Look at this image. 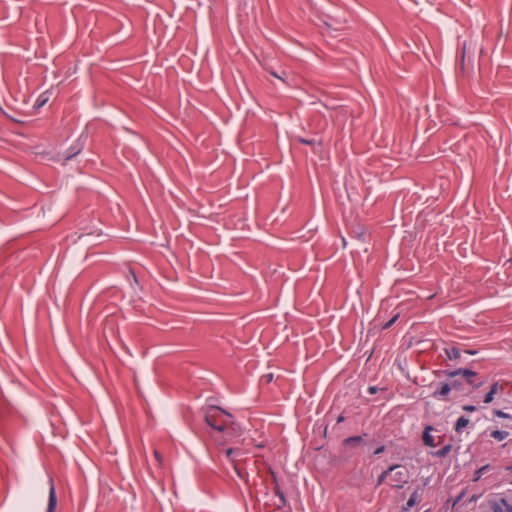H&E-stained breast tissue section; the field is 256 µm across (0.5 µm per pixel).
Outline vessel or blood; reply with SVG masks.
I'll list each match as a JSON object with an SVG mask.
<instances>
[{"label":"vessel or blood","mask_w":512,"mask_h":512,"mask_svg":"<svg viewBox=\"0 0 512 512\" xmlns=\"http://www.w3.org/2000/svg\"><path fill=\"white\" fill-rule=\"evenodd\" d=\"M451 351L434 336L415 337L397 358L393 375L401 386L422 394L433 390L447 376ZM224 468L237 485L248 512H290L276 468L262 455L251 452L228 453Z\"/></svg>","instance_id":"vessel-or-blood-1"}]
</instances>
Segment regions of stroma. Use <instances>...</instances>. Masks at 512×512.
<instances>
[{
    "instance_id": "stroma-1",
    "label": "stroma",
    "mask_w": 512,
    "mask_h": 512,
    "mask_svg": "<svg viewBox=\"0 0 512 512\" xmlns=\"http://www.w3.org/2000/svg\"><path fill=\"white\" fill-rule=\"evenodd\" d=\"M0 33V503L246 512L238 448L299 512L512 480V0H0ZM451 351L435 336H415L397 358L393 375L413 393L433 390L448 375Z\"/></svg>"
}]
</instances>
